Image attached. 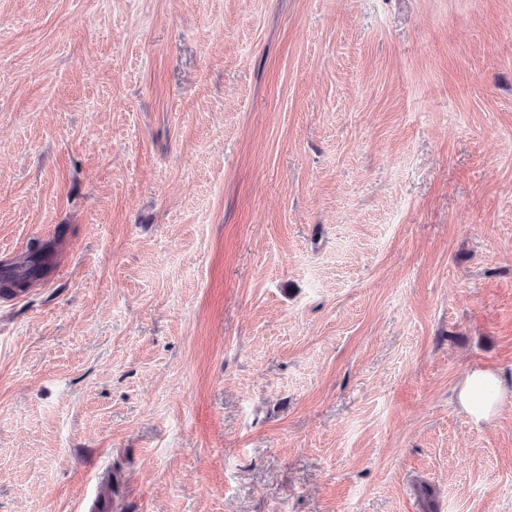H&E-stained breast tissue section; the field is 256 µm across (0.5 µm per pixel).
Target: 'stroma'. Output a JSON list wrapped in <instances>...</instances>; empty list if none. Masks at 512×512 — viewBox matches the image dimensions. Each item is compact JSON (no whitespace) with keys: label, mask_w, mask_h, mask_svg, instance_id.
Listing matches in <instances>:
<instances>
[{"label":"stroma","mask_w":512,"mask_h":512,"mask_svg":"<svg viewBox=\"0 0 512 512\" xmlns=\"http://www.w3.org/2000/svg\"><path fill=\"white\" fill-rule=\"evenodd\" d=\"M57 237L0 512H512V0H0V263ZM500 384L496 375L475 370L469 374L459 390V399L476 419H488L496 410L500 398Z\"/></svg>","instance_id":"obj_1"}]
</instances>
